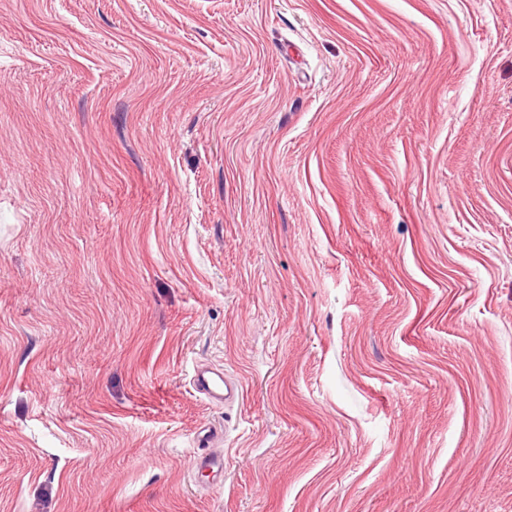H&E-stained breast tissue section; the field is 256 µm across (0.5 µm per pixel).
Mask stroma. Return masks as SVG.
I'll use <instances>...</instances> for the list:
<instances>
[{
    "label": "stroma",
    "mask_w": 512,
    "mask_h": 512,
    "mask_svg": "<svg viewBox=\"0 0 512 512\" xmlns=\"http://www.w3.org/2000/svg\"><path fill=\"white\" fill-rule=\"evenodd\" d=\"M0 512H512V0H0ZM194 391L209 403L219 404L239 399L242 384L237 379L225 378L223 371L200 367L191 377ZM213 439L211 430L204 433L199 439L198 447L202 448L195 456V468L209 471L219 479L224 476V455L215 454L209 451V445Z\"/></svg>",
    "instance_id": "stroma-1"
}]
</instances>
